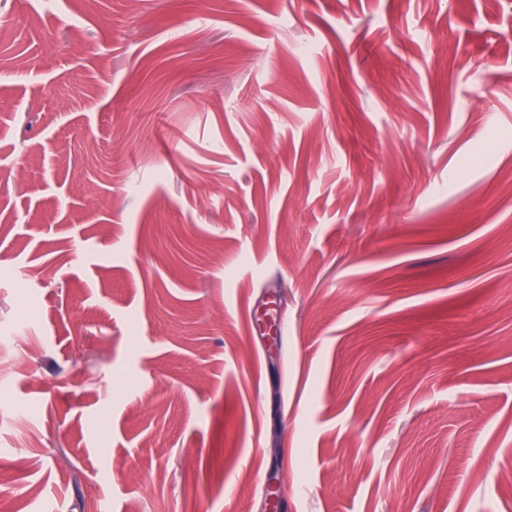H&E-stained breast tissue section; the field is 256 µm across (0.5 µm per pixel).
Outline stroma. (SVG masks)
Listing matches in <instances>:
<instances>
[{
    "instance_id": "obj_1",
    "label": "stroma",
    "mask_w": 512,
    "mask_h": 512,
    "mask_svg": "<svg viewBox=\"0 0 512 512\" xmlns=\"http://www.w3.org/2000/svg\"><path fill=\"white\" fill-rule=\"evenodd\" d=\"M512 0H0L12 512H512Z\"/></svg>"
}]
</instances>
